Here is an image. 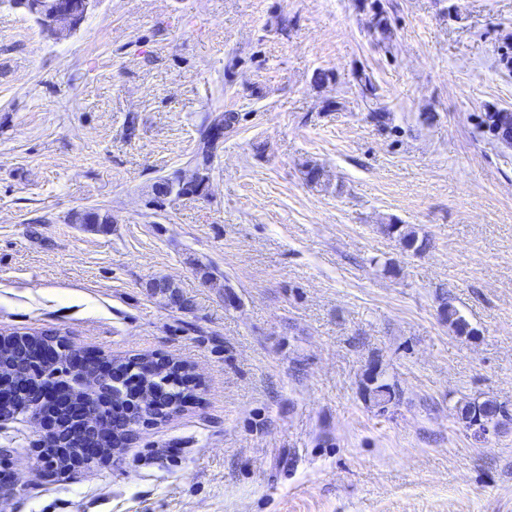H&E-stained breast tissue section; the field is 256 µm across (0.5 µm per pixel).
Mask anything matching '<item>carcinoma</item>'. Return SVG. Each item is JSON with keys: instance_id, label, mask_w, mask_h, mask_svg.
Listing matches in <instances>:
<instances>
[{"instance_id": "obj_1", "label": "carcinoma", "mask_w": 512, "mask_h": 512, "mask_svg": "<svg viewBox=\"0 0 512 512\" xmlns=\"http://www.w3.org/2000/svg\"><path fill=\"white\" fill-rule=\"evenodd\" d=\"M362 7L372 12L373 27L381 34L388 31L387 21L384 16V9L381 0H362ZM500 113L496 108L486 115L485 123L488 129L497 138H512V126L506 125L499 128L494 117ZM213 121L201 125L197 140L195 156L198 157L202 169L201 176L207 177L211 166V159L214 156L215 147L211 143L210 130ZM178 190L177 172H172L159 177L152 185V197L149 200L154 209L162 211L165 209L167 195ZM74 224H83L97 232H107L110 229V221L107 214L98 208H86L75 212L71 216ZM391 236L401 245L402 249L414 255L423 254L429 247V239L419 236L418 232L406 224H391ZM442 314L446 322L460 336H469L472 329L468 322L459 314L457 308L450 302H446L442 308ZM45 340V336L29 333H13L0 338V400L4 402L3 412L0 414L8 420L20 413H39L40 407L36 399L30 397L26 388L19 382V376L23 373H30L34 370L36 350L31 348V343ZM123 364L131 369V376L136 378L145 386L158 388L162 391L164 416L168 417L177 413L183 408V397L186 391H194L197 383L193 379L182 362L172 358L167 360V365L158 367V362L150 361L154 366L153 376L148 378L144 375L146 363L136 356L123 360ZM364 396L374 406L381 409L386 408L399 396L396 384L390 383L381 377V373L372 371L366 375L364 385ZM134 393L123 391L121 387H112V397L104 399L94 391L84 392L83 404L101 413L109 424H120L129 408ZM53 445H45L38 451V456L44 470L50 476L65 478L76 471L72 460L83 454L84 446L87 444L86 435L78 430L75 422L63 426L53 433Z\"/></svg>"}]
</instances>
